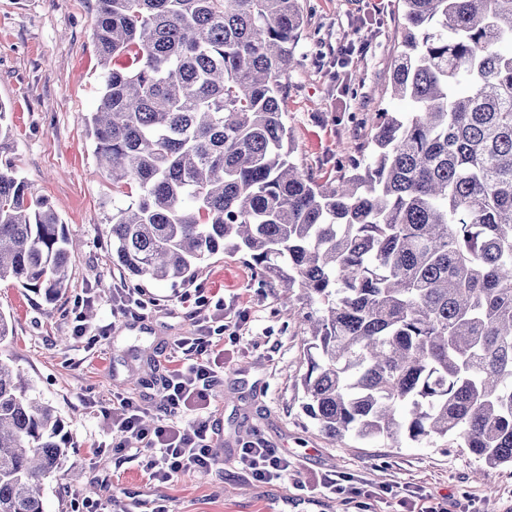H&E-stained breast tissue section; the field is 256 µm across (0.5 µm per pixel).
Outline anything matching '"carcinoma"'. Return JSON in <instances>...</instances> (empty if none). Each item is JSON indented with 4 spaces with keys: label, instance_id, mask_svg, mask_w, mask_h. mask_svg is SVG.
<instances>
[{
    "label": "carcinoma",
    "instance_id": "obj_1",
    "mask_svg": "<svg viewBox=\"0 0 512 512\" xmlns=\"http://www.w3.org/2000/svg\"><path fill=\"white\" fill-rule=\"evenodd\" d=\"M369 162L320 184L291 160L283 80L299 0H98L86 118L112 182V264L189 282L243 252L301 291L302 411L324 435L460 439L512 466V0H400ZM72 242L0 168V282L55 302ZM0 359V512H44L62 421Z\"/></svg>",
    "mask_w": 512,
    "mask_h": 512
}]
</instances>
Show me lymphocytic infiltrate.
<instances>
[{"instance_id": "lymphocytic-infiltrate-1", "label": "lymphocytic infiltrate", "mask_w": 512, "mask_h": 512, "mask_svg": "<svg viewBox=\"0 0 512 512\" xmlns=\"http://www.w3.org/2000/svg\"><path fill=\"white\" fill-rule=\"evenodd\" d=\"M247 320L242 311L218 326L203 321L196 335L179 340L185 358L156 391L157 424L147 425L140 406L132 399H118L112 406V425L122 436L116 451H125L127 441L133 439L145 443L149 450L146 466L153 478L163 482L184 472L212 473L218 466L212 452L215 427L203 412L210 405L209 391L224 369V356L215 339L227 332L239 333ZM184 414L190 421L182 427L177 419ZM238 464L241 471L261 483L282 479L289 468L287 456L258 436L243 443Z\"/></svg>"}]
</instances>
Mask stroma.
Masks as SVG:
<instances>
[{
	"instance_id": "1",
	"label": "stroma",
	"mask_w": 512,
	"mask_h": 512,
	"mask_svg": "<svg viewBox=\"0 0 512 512\" xmlns=\"http://www.w3.org/2000/svg\"><path fill=\"white\" fill-rule=\"evenodd\" d=\"M307 19L282 92L298 167L323 182L344 160L366 159L369 116L408 112L409 102L379 98L401 40L399 0H300ZM97 0H0V105L14 137L0 159L12 163L37 198L47 199L80 248L57 301L9 282L0 311L13 334L0 358L29 379L62 419L68 450L44 483L45 512H512V467L494 486L478 480L481 461L443 439L421 446L389 439L335 442L301 409L304 346L298 315H286L284 286L263 279L249 257L208 259L191 282L140 281L112 263L108 224L112 183L98 172L85 120L98 106L103 68L92 37ZM144 304L116 312L113 291ZM205 306H196L197 296ZM249 320L239 339L223 338L224 371L208 414L222 470L150 478L146 453L115 452L108 414L119 397L152 412L153 395L179 339L197 329L194 311L216 302ZM83 334H76V324ZM259 434L290 462L284 481L243 476L238 448Z\"/></svg>"
}]
</instances>
